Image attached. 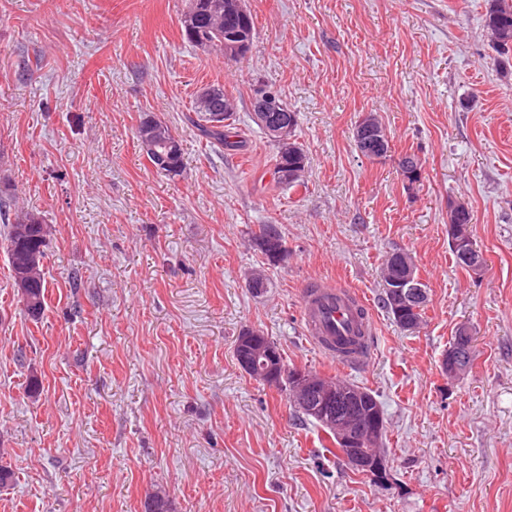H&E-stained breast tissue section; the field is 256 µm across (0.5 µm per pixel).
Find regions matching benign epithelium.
<instances>
[{
    "mask_svg": "<svg viewBox=\"0 0 512 512\" xmlns=\"http://www.w3.org/2000/svg\"><path fill=\"white\" fill-rule=\"evenodd\" d=\"M288 108L283 98L274 90L260 88L256 91L254 112L257 122L278 142H288L290 127L284 112ZM359 152H364L373 158L380 155L381 135L371 129L358 132ZM449 235L455 250L466 262L469 272L478 276L484 267L477 259V249L471 238L469 227L465 224L448 225ZM388 296L393 305H411L422 303L426 293L421 285V279L408 275L394 281L388 287ZM465 346L460 350H451L441 360L442 371L448 378L454 379L468 371L464 362L474 359L472 332L467 326L458 328ZM239 347L245 354L239 357V365L246 372L254 370L261 374L264 383L273 386L280 382L277 371L280 351L272 343H262L259 338L249 334L242 337ZM290 387L295 404L319 417L324 426L336 431L342 461L354 470L380 472L383 462L370 456L368 447L380 440L382 430L377 417L370 415L364 419L357 417H342L338 412L341 402L355 398L347 390L340 392L327 387L320 376L301 370L291 371Z\"/></svg>",
    "mask_w": 512,
    "mask_h": 512,
    "instance_id": "1",
    "label": "benign epithelium"
}]
</instances>
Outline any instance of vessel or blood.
<instances>
[{
    "label": "vessel or blood",
    "mask_w": 512,
    "mask_h": 512,
    "mask_svg": "<svg viewBox=\"0 0 512 512\" xmlns=\"http://www.w3.org/2000/svg\"><path fill=\"white\" fill-rule=\"evenodd\" d=\"M300 312L310 343L338 366L352 369L371 359L369 304L356 290L311 281L301 291Z\"/></svg>",
    "instance_id": "1"
}]
</instances>
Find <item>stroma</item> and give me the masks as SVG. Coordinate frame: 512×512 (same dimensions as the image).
<instances>
[{"label":"stroma","mask_w":512,"mask_h":512,"mask_svg":"<svg viewBox=\"0 0 512 512\" xmlns=\"http://www.w3.org/2000/svg\"><path fill=\"white\" fill-rule=\"evenodd\" d=\"M244 3L253 43L228 65L183 41V0H0V197L51 227L36 322L0 237V463L16 477L0 512H143L157 490L173 512H512V74L493 64L487 0ZM210 84L235 102L240 154L186 120ZM259 86L299 116L297 189L274 181ZM367 112L390 140L379 161L353 141ZM148 115L180 140L182 176L140 148ZM407 152L422 164L411 189ZM454 201L481 276L455 263ZM263 224L279 226L286 261L251 245ZM397 250L428 291L413 332L380 302ZM254 270L265 293L245 285ZM313 279L368 301L364 367L308 341L299 297ZM464 324L476 360L451 380L440 360ZM246 328L290 366L373 392L383 477L346 466L287 392L238 367Z\"/></svg>","instance_id":"obj_1"}]
</instances>
